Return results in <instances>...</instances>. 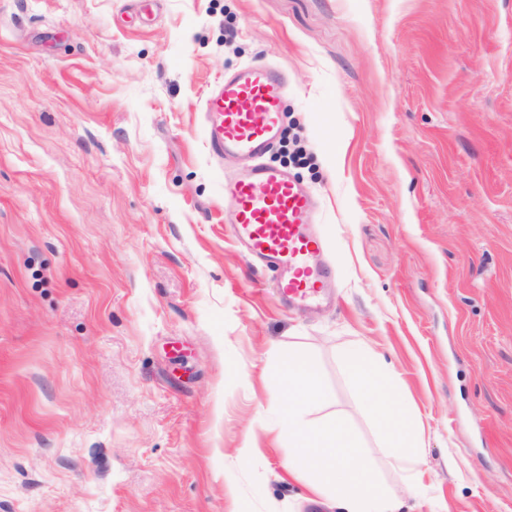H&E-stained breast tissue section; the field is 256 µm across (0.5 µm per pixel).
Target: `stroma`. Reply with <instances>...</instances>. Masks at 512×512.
Masks as SVG:
<instances>
[{
	"label": "stroma",
	"mask_w": 512,
	"mask_h": 512,
	"mask_svg": "<svg viewBox=\"0 0 512 512\" xmlns=\"http://www.w3.org/2000/svg\"><path fill=\"white\" fill-rule=\"evenodd\" d=\"M266 61L329 308L224 223L201 108ZM290 353L396 512H512V0H0V512H341L285 469ZM342 358L350 373L357 379L363 389L369 393L376 391L372 403L377 412L383 418L393 417L396 412L380 388L383 385V375L375 367L368 351L361 347H352L342 352Z\"/></svg>",
	"instance_id": "1"
}]
</instances>
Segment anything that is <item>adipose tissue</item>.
<instances>
[{
    "label": "adipose tissue",
    "mask_w": 512,
    "mask_h": 512,
    "mask_svg": "<svg viewBox=\"0 0 512 512\" xmlns=\"http://www.w3.org/2000/svg\"><path fill=\"white\" fill-rule=\"evenodd\" d=\"M342 358L362 388L372 393L377 412L387 419L393 417L395 410L381 389L383 375L368 351L352 347L343 351ZM280 374L289 400L280 420V429L291 445L288 472H308L317 492L343 494L347 512H394L391 500L373 480L363 448L346 425L336 419H305L307 409L323 399L316 368L291 354L282 357Z\"/></svg>",
    "instance_id": "1"
}]
</instances>
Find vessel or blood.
I'll return each mask as SVG.
<instances>
[{"instance_id": "b4317fda", "label": "vessel or blood", "mask_w": 512, "mask_h": 512, "mask_svg": "<svg viewBox=\"0 0 512 512\" xmlns=\"http://www.w3.org/2000/svg\"><path fill=\"white\" fill-rule=\"evenodd\" d=\"M285 85L281 69L250 66L225 78L205 100L203 112L210 152L251 161L242 175L224 183L225 195L235 201L231 224L237 241L276 272L282 303L305 306L325 297L330 280L311 228L312 198L288 171L263 161L284 118Z\"/></svg>"}]
</instances>
